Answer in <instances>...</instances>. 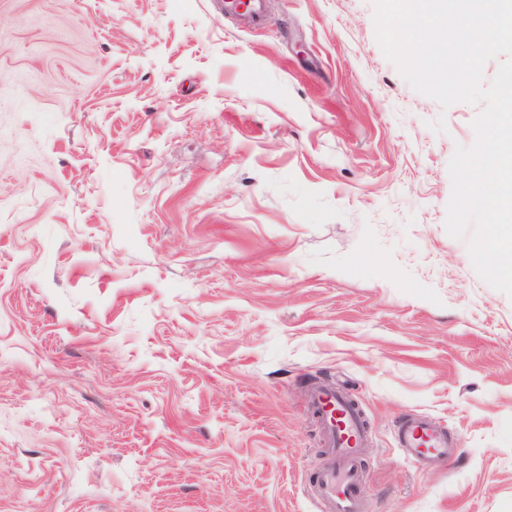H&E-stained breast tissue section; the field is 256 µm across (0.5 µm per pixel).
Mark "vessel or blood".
<instances>
[{"label":"vessel or blood","mask_w":512,"mask_h":512,"mask_svg":"<svg viewBox=\"0 0 512 512\" xmlns=\"http://www.w3.org/2000/svg\"><path fill=\"white\" fill-rule=\"evenodd\" d=\"M228 14H241L250 26L266 21L263 0H250L240 9L237 0H225ZM309 403L325 447L323 465L316 470L310 495L316 512H368L361 496L363 469L360 457L369 433L362 412L351 396L336 387L319 383L309 392ZM396 443L404 456L432 463L448 459L454 451L447 432L430 417L411 415L396 429Z\"/></svg>","instance_id":"b4317fda"}]
</instances>
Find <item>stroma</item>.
<instances>
[{"instance_id": "1", "label": "stroma", "mask_w": 512, "mask_h": 512, "mask_svg": "<svg viewBox=\"0 0 512 512\" xmlns=\"http://www.w3.org/2000/svg\"><path fill=\"white\" fill-rule=\"evenodd\" d=\"M270 3L0 0V512H315L318 382L369 512H512V297L445 228L482 107L372 0ZM224 5V12L227 14L235 15L243 19L248 25L252 27H259L266 21L265 4L263 0H250L249 6L243 14H240L239 4L233 0H226L225 2L217 0ZM236 13L238 15H236ZM396 443L404 456L428 463L446 460L455 448L447 432L430 417L410 415L396 428Z\"/></svg>"}]
</instances>
